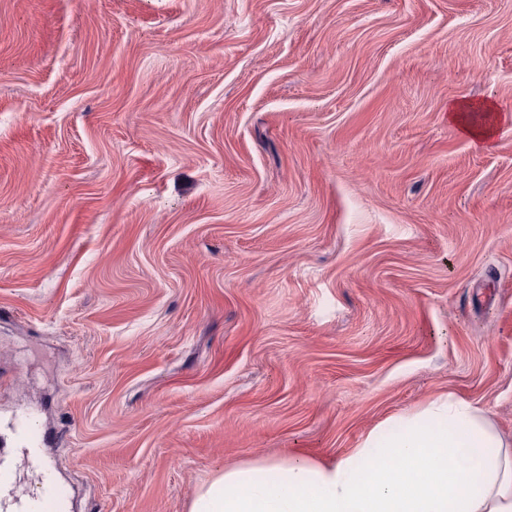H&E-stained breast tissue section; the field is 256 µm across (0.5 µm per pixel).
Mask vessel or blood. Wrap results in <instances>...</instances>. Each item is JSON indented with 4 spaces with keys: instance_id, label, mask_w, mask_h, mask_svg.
Here are the masks:
<instances>
[{
    "instance_id": "vessel-or-blood-1",
    "label": "vessel or blood",
    "mask_w": 512,
    "mask_h": 512,
    "mask_svg": "<svg viewBox=\"0 0 512 512\" xmlns=\"http://www.w3.org/2000/svg\"><path fill=\"white\" fill-rule=\"evenodd\" d=\"M0 433L10 437L11 452L0 450V512H66L67 491L53 481L54 461L46 451V437L29 419L10 417L0 425ZM45 477L46 485L41 493L32 496L17 492L16 458Z\"/></svg>"
}]
</instances>
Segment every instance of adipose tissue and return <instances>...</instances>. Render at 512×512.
Instances as JSON below:
<instances>
[{
  "mask_svg": "<svg viewBox=\"0 0 512 512\" xmlns=\"http://www.w3.org/2000/svg\"><path fill=\"white\" fill-rule=\"evenodd\" d=\"M448 119L477 148L496 134L488 101H451ZM397 426L372 430L329 463L296 452L224 469L190 512H512V439L485 411L448 392Z\"/></svg>",
  "mask_w": 512,
  "mask_h": 512,
  "instance_id": "1",
  "label": "adipose tissue"
}]
</instances>
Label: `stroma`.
<instances>
[{"mask_svg": "<svg viewBox=\"0 0 512 512\" xmlns=\"http://www.w3.org/2000/svg\"><path fill=\"white\" fill-rule=\"evenodd\" d=\"M448 390L512 438V0H0V416L69 512ZM482 112L483 123L475 124L469 121V116ZM494 104L486 101L480 104L465 99L453 100L448 103V119L459 126L470 137L475 148H487L492 144L496 134L497 116L494 114Z\"/></svg>", "mask_w": 512, "mask_h": 512, "instance_id": "stroma-1", "label": "stroma"}]
</instances>
